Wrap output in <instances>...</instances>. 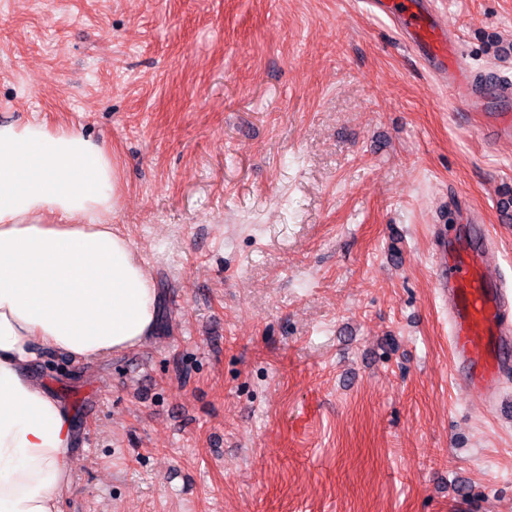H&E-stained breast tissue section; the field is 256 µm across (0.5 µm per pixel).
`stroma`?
Instances as JSON below:
<instances>
[{
	"label": "stroma",
	"instance_id": "35a3bbf8",
	"mask_svg": "<svg viewBox=\"0 0 512 512\" xmlns=\"http://www.w3.org/2000/svg\"><path fill=\"white\" fill-rule=\"evenodd\" d=\"M512 75V0H437ZM81 131L160 298L144 344L33 366L80 434L61 512H512V414L451 381L432 227L512 281V145L363 0H0V122Z\"/></svg>",
	"mask_w": 512,
	"mask_h": 512
}]
</instances>
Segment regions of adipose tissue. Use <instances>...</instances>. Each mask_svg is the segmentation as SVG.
Instances as JSON below:
<instances>
[{"instance_id":"adipose-tissue-1","label":"adipose tissue","mask_w":512,"mask_h":512,"mask_svg":"<svg viewBox=\"0 0 512 512\" xmlns=\"http://www.w3.org/2000/svg\"><path fill=\"white\" fill-rule=\"evenodd\" d=\"M111 151L65 126L0 123V512H60L71 411L34 378L45 348L90 360L152 336L157 294L110 219Z\"/></svg>"}]
</instances>
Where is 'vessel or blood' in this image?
I'll return each instance as SVG.
<instances>
[{
  "label": "vessel or blood",
  "mask_w": 512,
  "mask_h": 512,
  "mask_svg": "<svg viewBox=\"0 0 512 512\" xmlns=\"http://www.w3.org/2000/svg\"><path fill=\"white\" fill-rule=\"evenodd\" d=\"M411 46L426 70L448 78V92L477 119L482 134L512 137V78L496 71L475 73L463 61L434 0H366ZM499 249L480 210L466 212L454 234L435 243V286L448 305V345L456 384L487 392L512 372V290L490 275Z\"/></svg>",
  "instance_id": "obj_1"
}]
</instances>
